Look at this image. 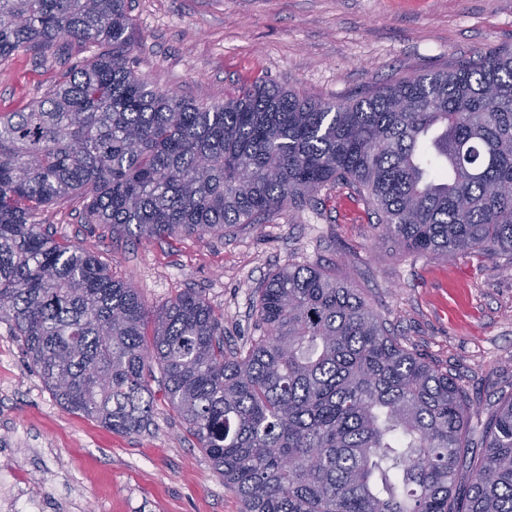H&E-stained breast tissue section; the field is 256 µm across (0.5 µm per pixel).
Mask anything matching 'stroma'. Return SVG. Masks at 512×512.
I'll use <instances>...</instances> for the list:
<instances>
[{"mask_svg": "<svg viewBox=\"0 0 512 512\" xmlns=\"http://www.w3.org/2000/svg\"><path fill=\"white\" fill-rule=\"evenodd\" d=\"M136 72L151 87L220 103L263 79L311 100L347 101L398 78L512 47V0H131ZM96 46L61 42L45 60L21 51L0 65V112L39 97ZM318 208L284 210L224 236L138 239L85 221L75 198L41 216L56 238L95 255L153 309L186 290L221 315L239 349L263 334L258 289L291 264L347 278L395 336L447 368L484 427L512 396V272L507 256L452 260L379 239L351 189ZM152 421L123 434L62 409L0 323V465L10 463L40 512H240L236 495L150 382Z\"/></svg>", "mask_w": 512, "mask_h": 512, "instance_id": "obj_1", "label": "stroma"}]
</instances>
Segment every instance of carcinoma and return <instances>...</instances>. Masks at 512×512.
Listing matches in <instances>:
<instances>
[{"label": "carcinoma", "mask_w": 512, "mask_h": 512, "mask_svg": "<svg viewBox=\"0 0 512 512\" xmlns=\"http://www.w3.org/2000/svg\"><path fill=\"white\" fill-rule=\"evenodd\" d=\"M130 0H0V63L99 52L0 113V323L65 410L134 434L152 366L241 512H512V398L474 439L448 369L393 336L345 278L288 265L259 290L264 335L224 347L190 289L153 311L94 255L42 230L226 234L304 209L337 183L414 254L512 255V52L406 76L349 102L256 80L200 106L135 72ZM153 325L151 346L144 330Z\"/></svg>", "instance_id": "obj_1"}]
</instances>
